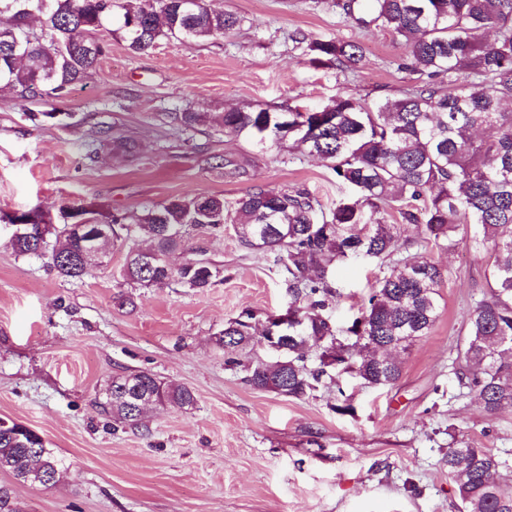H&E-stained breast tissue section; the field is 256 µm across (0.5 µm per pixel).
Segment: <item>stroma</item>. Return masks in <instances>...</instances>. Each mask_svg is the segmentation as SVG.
Here are the masks:
<instances>
[{
  "label": "stroma",
  "instance_id": "obj_1",
  "mask_svg": "<svg viewBox=\"0 0 512 512\" xmlns=\"http://www.w3.org/2000/svg\"><path fill=\"white\" fill-rule=\"evenodd\" d=\"M238 26L193 45L163 39L144 52L119 35L83 82L51 102L0 90V212L96 202L137 217L174 197L305 189L324 208L349 191L321 160L276 145L251 148L222 127L183 129L178 112L262 106L314 108L344 94L372 104L411 89L399 38L347 20L332 0H208ZM304 42H296V35ZM359 45L356 68L311 52L319 40ZM56 119L35 120L48 109ZM132 151L99 145L101 131ZM227 167L217 166V158ZM0 227V418L38 432L67 468L54 487L19 485L23 512H459L449 446L464 440L512 462V411L488 418L454 374L456 347L491 263L473 242L410 256L451 269L439 316L401 355L398 381L323 379L301 399L258 391L215 343L243 309L285 313L292 301L270 253L244 248L232 226L193 232L172 264L204 258L222 281L144 288L119 272L131 247L80 279L47 256L15 252ZM381 271L352 256L336 267L326 313L344 327ZM148 371L189 388L193 408L150 411L146 431L113 425L97 404L116 374ZM352 409L339 410L342 400Z\"/></svg>",
  "mask_w": 512,
  "mask_h": 512
}]
</instances>
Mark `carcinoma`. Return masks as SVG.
<instances>
[{
  "instance_id": "1",
  "label": "carcinoma",
  "mask_w": 512,
  "mask_h": 512,
  "mask_svg": "<svg viewBox=\"0 0 512 512\" xmlns=\"http://www.w3.org/2000/svg\"><path fill=\"white\" fill-rule=\"evenodd\" d=\"M343 15L366 27L401 38L416 85L400 98L368 105L342 94L320 108L277 112L269 108L230 109L219 115L180 112L185 129L214 123L255 147L268 141L289 144L328 162L336 180L355 196L326 212L308 192L257 189L233 203L221 195L175 197L129 219L94 204L63 207L52 218L29 210L17 220L29 233L9 239L21 254L46 250L55 237L51 266L64 278L80 279L94 263L80 260L74 238L58 227L73 212L113 225L112 241L143 236L163 257L184 246L192 230L224 231L233 226L240 243L274 254L287 274L296 306L289 308L296 330L284 342L288 364L253 361L246 366L252 388L300 399L316 390L333 366L323 361L340 329L324 314L334 294L330 266L361 246L386 269L376 278L359 317L348 332L365 336L349 353L355 376L372 387L396 383L401 363L390 355L396 340L407 350L429 335L438 317L446 274L437 264L393 258L395 246L431 243L446 248L467 240L489 245L494 262L485 291L467 321L458 351L459 384L496 417L512 409V0H335ZM41 17L40 32L30 19ZM238 18L196 0H0V85L21 96L59 97L96 68L104 53L100 34L116 31L134 52L161 37L191 44L235 27ZM311 50L339 68L362 58L361 48L340 40L316 41ZM291 131L278 136L283 115ZM394 223H387V218ZM416 236L407 235L409 229ZM219 268L206 271L187 259L174 268L158 261L140 265L129 251L123 276L142 287L171 280L195 289L217 282ZM259 323L243 310L224 323L217 343L230 353L257 343ZM316 364L308 366L309 355ZM143 396L159 406L189 408L193 392L139 371L118 374L102 389L103 412L130 429L145 427ZM448 475L456 484L460 512H512V481L499 479L506 461L487 448L448 447ZM0 472L14 484L55 485L65 474L61 460L43 438L14 422L0 428ZM14 484H0V512H21Z\"/></svg>"
}]
</instances>
